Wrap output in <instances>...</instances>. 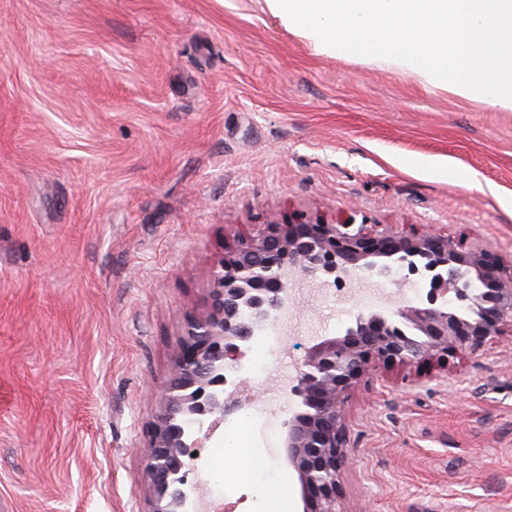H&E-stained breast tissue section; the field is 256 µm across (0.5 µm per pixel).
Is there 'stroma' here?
<instances>
[{"label": "stroma", "mask_w": 512, "mask_h": 512, "mask_svg": "<svg viewBox=\"0 0 512 512\" xmlns=\"http://www.w3.org/2000/svg\"><path fill=\"white\" fill-rule=\"evenodd\" d=\"M512 261V111L315 55L263 0H0V512H150L141 449L227 248L296 215ZM370 301L300 284L219 512H300L271 447L303 349ZM341 512H512V335L345 405Z\"/></svg>", "instance_id": "stroma-1"}]
</instances>
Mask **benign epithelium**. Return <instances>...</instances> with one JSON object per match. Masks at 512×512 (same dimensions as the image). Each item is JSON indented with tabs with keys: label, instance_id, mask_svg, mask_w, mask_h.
<instances>
[{
	"label": "benign epithelium",
	"instance_id": "obj_1",
	"mask_svg": "<svg viewBox=\"0 0 512 512\" xmlns=\"http://www.w3.org/2000/svg\"><path fill=\"white\" fill-rule=\"evenodd\" d=\"M412 277L425 290L419 299L362 313L341 334L306 348L289 387L295 408L280 433L302 512H339L350 457L344 405L355 386L381 363L475 353L512 328V271L496 253L462 250L439 233L404 234L345 220L271 222L239 239L214 269L209 311L187 322L160 394L144 447L151 512H196L192 453L238 408L250 343L293 303L297 282L402 284Z\"/></svg>",
	"mask_w": 512,
	"mask_h": 512
}]
</instances>
